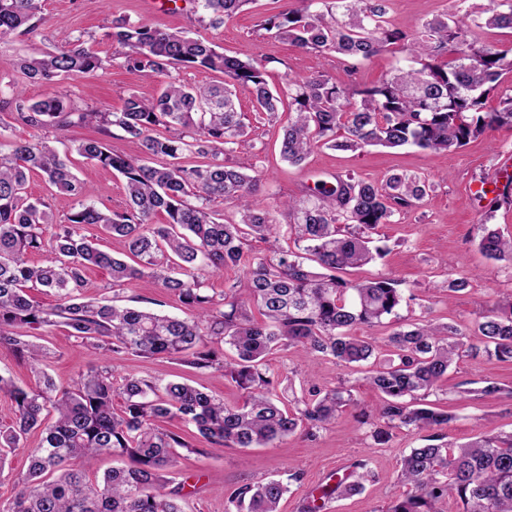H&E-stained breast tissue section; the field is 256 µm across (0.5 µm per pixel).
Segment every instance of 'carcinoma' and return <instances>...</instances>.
<instances>
[{"instance_id": "carcinoma-1", "label": "carcinoma", "mask_w": 512, "mask_h": 512, "mask_svg": "<svg viewBox=\"0 0 512 512\" xmlns=\"http://www.w3.org/2000/svg\"><path fill=\"white\" fill-rule=\"evenodd\" d=\"M252 2L197 0L212 28ZM298 2L264 20L269 37L338 61L402 53L406 65L370 86L341 84L323 72L304 77L285 72L281 87L273 90L269 59L227 56L206 39L124 21L104 24L105 36L122 48L121 66L159 79L156 95L129 93L118 112L78 109L56 90L35 100L19 89L5 103L14 120L38 129L94 124L106 135L119 128L136 150L117 153L93 137L76 146L79 156L124 180L126 208L104 213L84 203L91 190L71 172L68 157L44 138L4 141L1 131L9 124L0 120V348L28 362L35 378L21 387L0 373V392L10 395L16 415L14 425L0 431V467L31 431H40L38 445L28 450L21 488L0 503V512H183L179 492L168 489L171 469L179 450L204 455L206 449L163 424H191L219 448L269 447L300 427L312 435L350 405L351 390L313 385L299 396L281 398L273 393L275 374L266 357L285 347L346 365L367 362L377 358V345L351 330L385 320L391 327L386 346L398 363L380 362L367 376L383 395L376 414L385 421L371 436L384 444L391 430L406 429L427 441L402 456L400 479L411 491L385 512H441L445 501L458 504V512H512V435L445 442L440 430L452 415L425 401L449 367L473 351L464 341L468 336L481 339L487 357L512 362V300L494 304L472 329L404 325L396 320L405 297L395 280L339 276L382 257L384 250L371 246L370 233L419 206L432 184L407 173L373 181L346 173L317 181L304 198L267 201L257 196L261 172L254 168L247 174L225 159L254 148L245 114L234 101L239 86L251 89L256 112L270 119L288 98L291 113L280 153L292 164L320 147L411 145L455 152L488 130H512V94L486 109L502 78L512 75V49L469 41V25L454 13L422 18L409 35L388 26L386 0ZM483 13V27L512 30V0H490ZM42 21L40 0H0V38L30 33ZM110 65L82 32L67 36L60 49L36 50L19 60L26 79L52 87ZM182 68L220 72L224 82L189 85L176 75ZM160 124L172 134L152 135ZM32 174L79 201L48 239V206L30 201L25 192ZM218 201L233 202L238 220L225 222L213 209ZM160 214L163 224L155 222ZM85 225L121 240L135 264L80 234ZM252 235L282 237L294 247L250 256L245 245ZM477 240L486 258L512 264V237L482 222ZM43 251L48 252L43 263L29 262V254ZM239 265L246 268V292L234 283L218 296L209 292L204 273ZM94 268L107 271L115 286L151 276L162 294L178 298L186 316L85 299L87 273ZM30 285L54 295L55 303L32 300L26 292ZM58 325L102 357H185L197 369L230 377L245 400L229 404L185 383L161 384L106 366L91 367L74 386L62 388L40 367V349L15 332ZM116 394L124 398L119 412L112 407ZM105 453L124 465L100 476L94 462ZM366 468L364 461L353 463L335 484L306 497L301 512H323L326 502L363 489ZM300 481L294 472L243 484L227 494L225 512H279L283 495Z\"/></svg>"}]
</instances>
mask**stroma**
I'll use <instances>...</instances> for the list:
<instances>
[{
	"instance_id": "stroma-1",
	"label": "stroma",
	"mask_w": 512,
	"mask_h": 512,
	"mask_svg": "<svg viewBox=\"0 0 512 512\" xmlns=\"http://www.w3.org/2000/svg\"><path fill=\"white\" fill-rule=\"evenodd\" d=\"M488 3L489 0H464L460 5L455 0H391L387 17L393 27L410 30L419 18L458 8L470 18L480 19ZM292 6V0H253L224 27L212 29L201 22L200 11L194 10L188 0L178 6L172 0H41L44 20L38 28L0 39V98L7 97L14 82L22 83L27 97H43L45 87L22 82L16 62L32 48L63 43L67 32L93 35L92 47L101 57L116 55L118 45L107 39L102 29L107 18L186 31L215 43L230 56L270 58L269 74L274 83L286 72L297 76L326 72L340 83L373 84L402 65L400 55L385 52L367 62L339 66L323 55L303 52L269 38L260 27L261 20ZM63 88L81 107L112 112L121 108L128 93L154 96L159 83L116 64L92 77L71 78ZM236 94L261 154L255 158L236 153L231 160L245 168L260 165V196L298 199L306 196L316 181L348 172L370 180L408 172L433 183V191L418 208L401 215L397 223L380 228L386 255L351 273L355 279L385 276L397 281L409 297L408 304L398 311L402 322L426 319L470 326L480 313L512 298V265L488 260L475 240L477 222L483 217L489 228L512 237V205L489 213L467 193L470 185L480 178L492 177L499 168L512 173V130L487 132L451 155L416 147H370L356 152L323 147L303 164L293 166L279 154L281 124L256 118L249 88H238ZM73 172L91 188L89 201L96 208L105 212L125 208L127 198L120 175L78 156L73 159ZM460 276L470 277V287L448 295V280ZM33 340L46 348L47 371L59 386H72L79 373L95 362L94 357L74 348V339L66 328L38 332ZM115 362L122 372L184 381L226 402L244 401L243 392L230 379L195 369L183 360L119 355ZM268 363L275 373L290 378L298 391L313 384L321 388L348 385L353 402L335 423L313 436L300 430L270 447L207 448L204 456L182 453L173 469L174 482H196L201 486L199 493L183 498V512H225L229 490L299 472L303 475L301 482L293 484L280 503L281 512H298L312 489L326 483L330 475L344 473L359 460L367 461L371 480L360 494L329 502L325 512H385L391 502L407 493V485L399 478V460L403 452L421 445V437L402 429L394 431L387 445H375L359 418L378 404L379 395L362 373L327 357L300 356L285 350L271 355ZM487 379L502 387L501 395L484 399L458 396V389L480 387ZM429 400L452 414L447 429L449 440L465 443L481 434H512V363L497 362L482 354L464 356L449 368L441 391L430 395Z\"/></svg>"
}]
</instances>
